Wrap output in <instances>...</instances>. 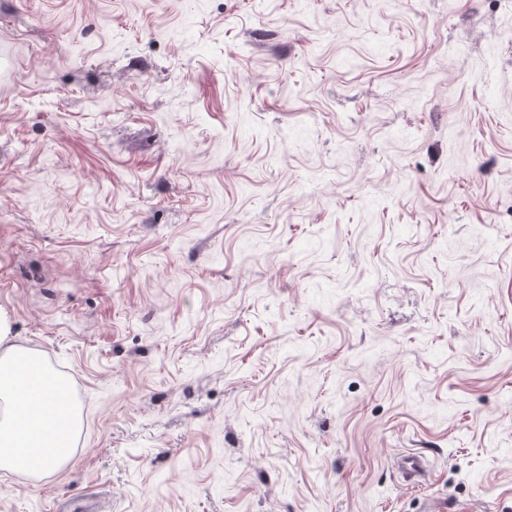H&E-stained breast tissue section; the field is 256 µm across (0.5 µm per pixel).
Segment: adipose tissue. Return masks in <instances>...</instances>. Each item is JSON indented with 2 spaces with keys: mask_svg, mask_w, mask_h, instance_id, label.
I'll list each match as a JSON object with an SVG mask.
<instances>
[{
  "mask_svg": "<svg viewBox=\"0 0 512 512\" xmlns=\"http://www.w3.org/2000/svg\"><path fill=\"white\" fill-rule=\"evenodd\" d=\"M16 349L0 335V470L42 472L69 462L81 425L72 402L61 399L64 379L38 357L17 366Z\"/></svg>",
  "mask_w": 512,
  "mask_h": 512,
  "instance_id": "adipose-tissue-1",
  "label": "adipose tissue"
}]
</instances>
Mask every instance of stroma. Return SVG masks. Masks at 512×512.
<instances>
[{"label":"stroma","instance_id":"obj_1","mask_svg":"<svg viewBox=\"0 0 512 512\" xmlns=\"http://www.w3.org/2000/svg\"><path fill=\"white\" fill-rule=\"evenodd\" d=\"M0 314V512H512V0H0ZM13 345L0 351V470L29 472L31 461L49 473L69 462L81 425L78 409L61 400L64 379L35 356H22L24 373Z\"/></svg>","mask_w":512,"mask_h":512}]
</instances>
